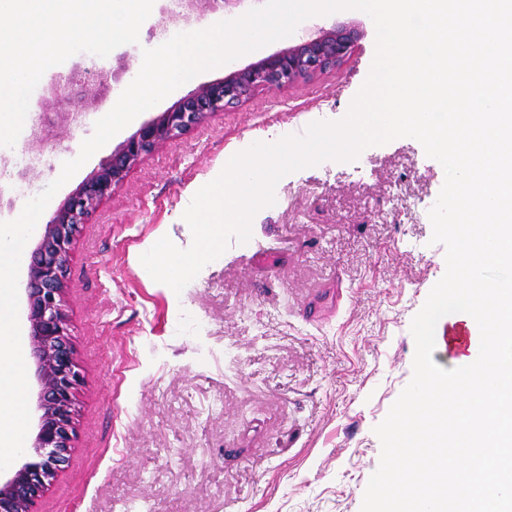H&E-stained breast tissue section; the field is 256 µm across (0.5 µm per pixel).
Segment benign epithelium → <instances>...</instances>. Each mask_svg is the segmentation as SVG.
I'll return each mask as SVG.
<instances>
[{"instance_id": "obj_1", "label": "benign epithelium", "mask_w": 512, "mask_h": 512, "mask_svg": "<svg viewBox=\"0 0 512 512\" xmlns=\"http://www.w3.org/2000/svg\"><path fill=\"white\" fill-rule=\"evenodd\" d=\"M169 18H190L194 11L215 12L231 0H167ZM360 33L352 25L323 29L308 41L286 45L224 78L201 84L165 112L143 122L82 185L43 223L27 259L29 338L39 384L41 411L33 449L38 460L22 464L0 482V512H31L44 479L68 462L74 390L80 382L60 308L69 253L76 227L128 173L165 141L201 123L209 114L236 105L257 91H277L329 70L338 69L353 53ZM118 81L103 67L76 70L51 84L52 104L67 121L96 107L100 90Z\"/></svg>"}]
</instances>
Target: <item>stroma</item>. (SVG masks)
<instances>
[{
  "mask_svg": "<svg viewBox=\"0 0 512 512\" xmlns=\"http://www.w3.org/2000/svg\"><path fill=\"white\" fill-rule=\"evenodd\" d=\"M155 0L135 45L78 53L44 86L100 63L120 87L161 45ZM340 24L360 31L340 70L210 114L145 157L69 246L63 310L81 382L69 463L32 512H360L381 444L374 432L412 378L410 331L446 270L428 212L441 164L412 138L282 177L247 243L230 242L181 293L140 262L169 237L192 243L189 195L227 152L338 122L375 55L373 20L351 9L306 19L297 44ZM115 94L79 124L25 126L0 149V219L11 221L77 157Z\"/></svg>",
  "mask_w": 512,
  "mask_h": 512,
  "instance_id": "stroma-1",
  "label": "stroma"
}]
</instances>
